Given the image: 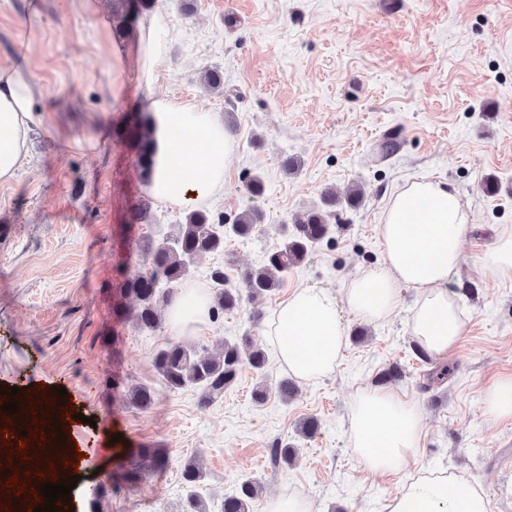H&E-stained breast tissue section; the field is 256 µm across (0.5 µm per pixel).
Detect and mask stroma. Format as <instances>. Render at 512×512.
<instances>
[{"label":"stroma","mask_w":512,"mask_h":512,"mask_svg":"<svg viewBox=\"0 0 512 512\" xmlns=\"http://www.w3.org/2000/svg\"><path fill=\"white\" fill-rule=\"evenodd\" d=\"M27 3L0 0V66L16 59V37L26 31L45 112L64 137L98 142L86 152L34 130L29 159L0 182V388L16 386L25 396L65 391L75 416L65 432L82 455L81 480L58 512H89L95 487L99 512H181L190 462L203 470L206 512H221L225 493L247 478L263 487L250 512L294 494L310 497L316 512H382L388 497L427 470L478 485L489 512H512V419H492L484 406L487 389L512 377V278L480 262L498 233L512 228V0H154L168 57L154 77L156 94L215 113L232 143L224 192L202 211L229 224L253 203L263 215L254 237L228 240L202 259L189 287L210 288L217 268L241 285L278 244L280 225L321 206L325 192L354 184L363 191L358 204L336 206L334 231L260 304L243 302L188 333L210 348L245 336L267 353L264 377L242 366L223 398L207 406L199 390L172 392L158 378L152 358L176 338L168 322L143 331L112 312L117 285L152 265L138 249L141 235L186 214L151 199L134 149L110 122L114 112L139 110V23L121 22L123 0H99L103 24L79 0H41L36 16ZM116 51L124 58L118 74L110 70ZM215 69L224 76L217 90L201 80ZM391 130L400 148L377 160L376 146ZM255 175L264 192L253 199L246 183ZM419 178L448 182L471 215L450 284L467 312L460 342L444 357L453 377L422 390L425 365L412 353L410 331L418 297L405 288L387 322L346 317L336 370L299 382L296 397L283 402L277 386L289 371L264 334L268 317L294 288L338 296L377 265L387 201ZM142 202L149 224L128 223ZM392 365L402 376L389 387L421 408L425 436L404 470L378 476L354 457L349 420L357 397ZM135 385L154 388L149 407L127 401ZM260 385L267 399L258 404L252 393ZM309 417L321 428L306 438L297 428ZM280 440L299 450L291 468L269 466ZM141 448L159 450L168 465L130 488L121 474Z\"/></svg>","instance_id":"stroma-1"}]
</instances>
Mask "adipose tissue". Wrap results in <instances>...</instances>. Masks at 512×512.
<instances>
[{
    "label": "adipose tissue",
    "mask_w": 512,
    "mask_h": 512,
    "mask_svg": "<svg viewBox=\"0 0 512 512\" xmlns=\"http://www.w3.org/2000/svg\"><path fill=\"white\" fill-rule=\"evenodd\" d=\"M164 21L144 18L139 44L145 79L141 84L155 144V172L147 186L158 202L192 207L224 188L230 144L214 113L159 97L152 75L165 67ZM44 87L31 70L0 67V182L15 178L28 155L29 134L61 130L40 106ZM470 222L457 190L447 183L412 181L387 202L379 236L381 263L350 280L343 300L313 285L296 288L274 310L266 334L279 361L303 381L332 373L345 345L344 314L376 323L399 307L400 291L418 295L411 331L430 357L448 354L464 328L457 293L448 289L458 272L462 233ZM209 299L199 288L180 290L167 309L175 332L184 334L208 317ZM352 453L371 473L404 469L425 434L420 408L388 389L362 393L350 417ZM386 512H489L486 496L456 474L425 472L412 478L386 503Z\"/></svg>",
    "instance_id": "1"
}]
</instances>
